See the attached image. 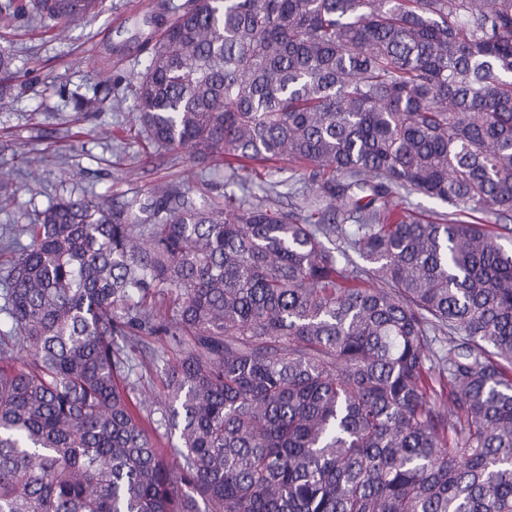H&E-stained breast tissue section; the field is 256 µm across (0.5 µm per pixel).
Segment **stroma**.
Returning a JSON list of instances; mask_svg holds the SVG:
<instances>
[{
    "label": "stroma",
    "instance_id": "stroma-1",
    "mask_svg": "<svg viewBox=\"0 0 512 512\" xmlns=\"http://www.w3.org/2000/svg\"><path fill=\"white\" fill-rule=\"evenodd\" d=\"M162 1L173 11L185 2L104 0L100 14L59 34L0 28V50L9 53L20 80L31 84L25 94L0 103V180L16 192L14 203L0 210V227L30 223L36 211L61 197L108 193L125 202L164 181L188 185L197 199L223 194L218 163L199 164L181 150L158 160L128 133L133 76L157 36L147 18ZM76 94L103 97L101 111L76 112ZM30 166L41 174L35 196L25 187Z\"/></svg>",
    "mask_w": 512,
    "mask_h": 512
}]
</instances>
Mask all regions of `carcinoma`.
<instances>
[{
    "instance_id": "obj_1",
    "label": "carcinoma",
    "mask_w": 512,
    "mask_h": 512,
    "mask_svg": "<svg viewBox=\"0 0 512 512\" xmlns=\"http://www.w3.org/2000/svg\"><path fill=\"white\" fill-rule=\"evenodd\" d=\"M101 6L0 0V25ZM151 23L138 135L229 159L228 191L59 199L0 235V512H512V228L487 218L512 219V0ZM283 159L314 184L287 210ZM415 193L452 211L388 222Z\"/></svg>"
}]
</instances>
